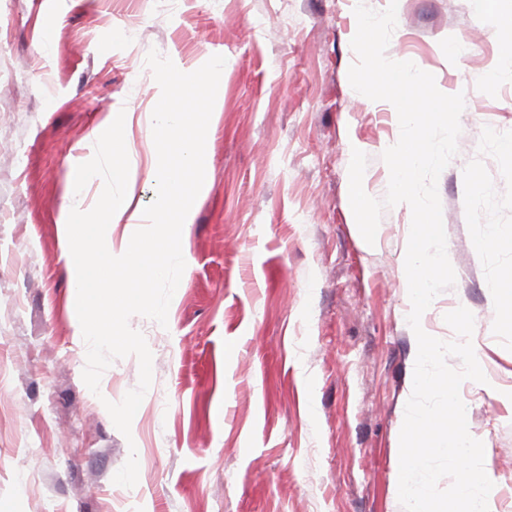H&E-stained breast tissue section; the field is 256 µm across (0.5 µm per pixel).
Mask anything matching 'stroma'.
Wrapping results in <instances>:
<instances>
[{
    "mask_svg": "<svg viewBox=\"0 0 512 512\" xmlns=\"http://www.w3.org/2000/svg\"><path fill=\"white\" fill-rule=\"evenodd\" d=\"M361 1L388 5L0 0V512H404L394 480L417 356L403 286L412 213L385 209L369 247L349 203L352 150L380 199L381 155L400 135L394 106L349 83ZM511 15L512 0H398L386 51L465 97L438 180L456 283L427 321L452 341L445 314L474 315L487 381L463 382L460 396L494 512H512V321L487 288L512 276ZM153 49L188 64L222 52L224 101L168 325L129 321L153 379L126 436L104 403L137 388L139 362L114 360L99 393L85 385L57 219L88 133L119 108L132 205L153 201ZM491 229L502 247L476 251ZM133 451L138 482L116 485Z\"/></svg>",
    "mask_w": 512,
    "mask_h": 512,
    "instance_id": "obj_1",
    "label": "stroma"
}]
</instances>
